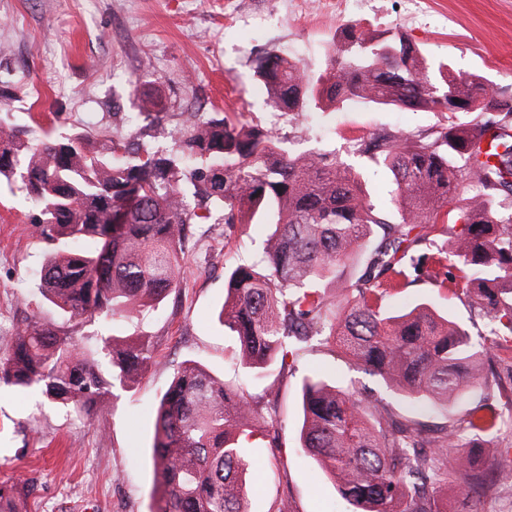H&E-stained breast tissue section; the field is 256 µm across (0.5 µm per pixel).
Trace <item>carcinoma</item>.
Returning <instances> with one entry per match:
<instances>
[{"mask_svg":"<svg viewBox=\"0 0 512 512\" xmlns=\"http://www.w3.org/2000/svg\"><path fill=\"white\" fill-rule=\"evenodd\" d=\"M270 105L294 115L348 102L374 108L440 110V131H380L357 139L355 152L392 176L400 221L388 223L368 200L361 173L318 151L287 153L275 131L226 117H198L170 133L171 146L128 155L120 139L82 132L22 140L0 125V182L19 183L50 246L40 271L44 304L72 326L99 317L123 322L181 287L189 225L204 195L222 207L225 228L264 224L262 257L224 270L218 321L240 343L253 378L313 345L338 348L358 371L380 378L421 411L445 405L465 385H499L482 346L424 302L391 311L396 290L448 269V289L475 304L489 333L512 340V100L476 75L428 61L400 31L367 33L358 23L341 36L318 76L286 52L255 59ZM483 107L469 122L456 114ZM459 205L450 207L454 200ZM448 247L427 256L418 245L438 220ZM122 215L123 222H110ZM60 242L71 247L56 248ZM366 254V272L344 278L347 261ZM151 345L129 336L86 344L36 313L0 349V386L34 390L44 400L101 427L97 413L134 387L153 362ZM366 387L339 389L312 373L303 379L300 450L334 478L347 512H438L450 479L478 492L485 475L470 458H448L459 433L497 430L512 416L473 411L449 425L397 416ZM262 408L244 389L195 361L184 362L154 405L151 455L158 483L153 512H249L250 448H282L276 407ZM0 512H21L17 486L0 483Z\"/></svg>","mask_w":512,"mask_h":512,"instance_id":"obj_1","label":"carcinoma"}]
</instances>
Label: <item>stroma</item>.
<instances>
[{
	"mask_svg": "<svg viewBox=\"0 0 512 512\" xmlns=\"http://www.w3.org/2000/svg\"><path fill=\"white\" fill-rule=\"evenodd\" d=\"M350 23L376 34L400 30L426 57L512 96V0H369L361 13L326 0H286L277 12L270 0H0V123L30 139L58 129L166 147L171 130L191 115L225 113L275 128L290 153L316 150L361 169L376 210L394 223L391 176L354 154L353 143L378 129L441 127L447 113L350 103L297 116L268 105L254 75L257 56L280 50L318 75L337 31ZM145 98L157 101L161 122L140 113ZM210 211L208 220L192 227L179 292L122 324L125 335L149 337L155 363L135 388L113 400L100 417L101 429L42 405L37 394L0 389V481L23 488L28 512H151L153 403L184 361H197L263 397L262 384L243 366L237 339L216 313L224 301L225 268L252 264L265 229L239 224L228 234L221 208ZM35 215L18 185L0 183V347L33 310L61 320L39 305L45 253ZM420 302L481 336L488 357L505 365L506 344L447 284L417 282L387 305L396 310ZM313 372L345 388L362 382L396 414L412 413L379 379L356 371L342 352L319 346L302 353L279 378L283 460L266 448L252 451L259 480L248 489L250 512H268L282 493L292 512H345L333 480L298 448L301 382ZM458 450L472 455L489 479L476 501L462 481L442 488L445 512H512V428L478 438L462 434Z\"/></svg>",
	"mask_w": 512,
	"mask_h": 512,
	"instance_id": "1",
	"label": "stroma"
}]
</instances>
